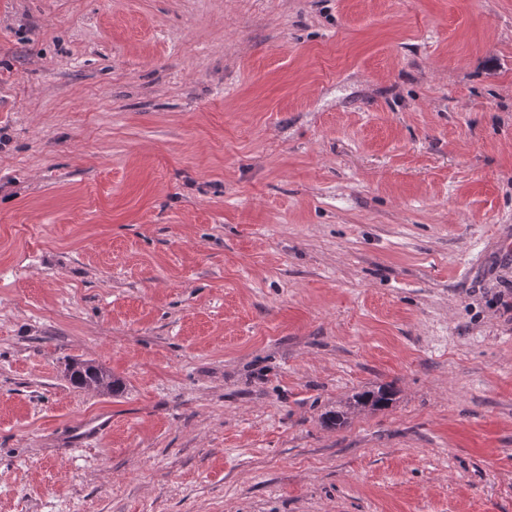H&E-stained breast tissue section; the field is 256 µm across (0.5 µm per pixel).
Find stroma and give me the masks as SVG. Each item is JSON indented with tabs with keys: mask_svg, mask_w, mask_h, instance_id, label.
<instances>
[{
	"mask_svg": "<svg viewBox=\"0 0 512 512\" xmlns=\"http://www.w3.org/2000/svg\"><path fill=\"white\" fill-rule=\"evenodd\" d=\"M0 128V512H512V0H0ZM98 372L107 374V376L110 378V391H112L111 394H116L120 391V381L112 376V373H110L108 370L94 364L93 362L76 363L71 370L69 380L73 386L77 388H85L87 382L94 380ZM392 393L385 387H379L377 391H367L353 397V403L350 402L348 408H366L380 410L386 407L392 400Z\"/></svg>",
	"mask_w": 512,
	"mask_h": 512,
	"instance_id": "obj_1",
	"label": "stroma"
}]
</instances>
